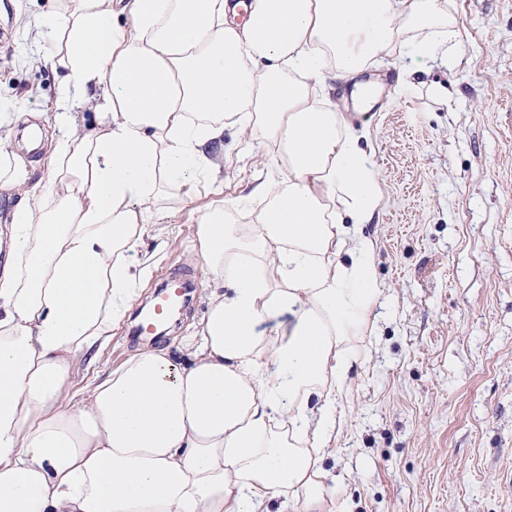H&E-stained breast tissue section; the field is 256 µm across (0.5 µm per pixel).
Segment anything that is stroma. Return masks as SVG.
<instances>
[{"instance_id": "stroma-1", "label": "stroma", "mask_w": 512, "mask_h": 512, "mask_svg": "<svg viewBox=\"0 0 512 512\" xmlns=\"http://www.w3.org/2000/svg\"><path fill=\"white\" fill-rule=\"evenodd\" d=\"M58 0H0V113L22 112L43 139L65 75L52 50ZM459 32L448 63L406 59L413 84L385 62L366 129L381 199L363 232L374 244L382 293L336 404V439L324 466L337 512H512V0H451ZM438 81L447 104L429 91ZM210 153L219 172L189 191L169 189L138 309L78 366L104 378L141 348L187 340L206 309L203 262L190 227L225 200L238 221L259 208L249 191L258 159L239 154L234 129ZM192 287L166 335L132 329L172 271Z\"/></svg>"}]
</instances>
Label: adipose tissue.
<instances>
[{
  "mask_svg": "<svg viewBox=\"0 0 512 512\" xmlns=\"http://www.w3.org/2000/svg\"><path fill=\"white\" fill-rule=\"evenodd\" d=\"M52 183L24 194L0 268V512H335L324 469L381 288L362 232L380 202L325 79L450 55L448 0H66ZM101 89L98 127L73 113ZM276 175L261 208L193 225L206 310L179 354L146 349L70 392L151 273L141 248L171 187L211 171L225 127Z\"/></svg>",
  "mask_w": 512,
  "mask_h": 512,
  "instance_id": "obj_1",
  "label": "adipose tissue"
}]
</instances>
